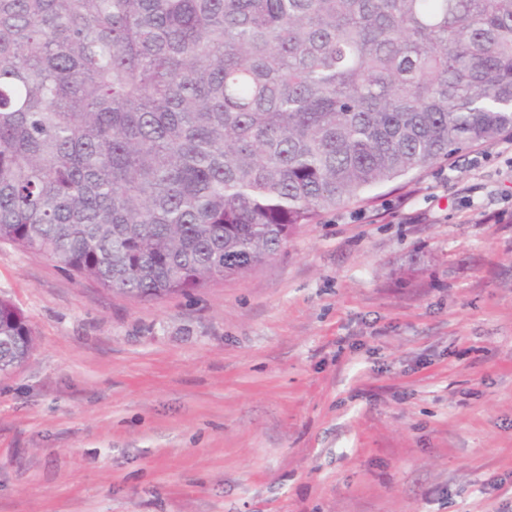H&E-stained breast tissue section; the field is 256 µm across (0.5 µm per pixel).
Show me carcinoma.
I'll list each match as a JSON object with an SVG mask.
<instances>
[{"label":"carcinoma","instance_id":"obj_1","mask_svg":"<svg viewBox=\"0 0 512 512\" xmlns=\"http://www.w3.org/2000/svg\"><path fill=\"white\" fill-rule=\"evenodd\" d=\"M512 136V0H0V242L140 299ZM0 298V375L33 353Z\"/></svg>","mask_w":512,"mask_h":512}]
</instances>
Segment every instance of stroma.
<instances>
[{"label":"stroma","instance_id":"1","mask_svg":"<svg viewBox=\"0 0 512 512\" xmlns=\"http://www.w3.org/2000/svg\"><path fill=\"white\" fill-rule=\"evenodd\" d=\"M0 512H512V147L152 300L0 244ZM25 315L9 300L0 298V375L22 365L35 349V339Z\"/></svg>","mask_w":512,"mask_h":512}]
</instances>
